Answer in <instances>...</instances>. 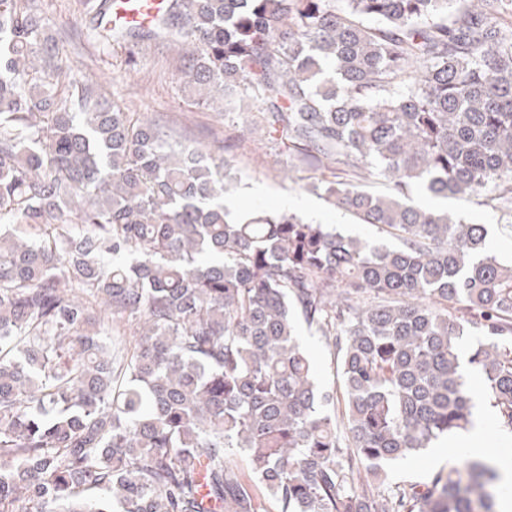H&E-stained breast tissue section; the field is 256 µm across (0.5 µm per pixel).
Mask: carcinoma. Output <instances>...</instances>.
<instances>
[{
    "mask_svg": "<svg viewBox=\"0 0 512 512\" xmlns=\"http://www.w3.org/2000/svg\"><path fill=\"white\" fill-rule=\"evenodd\" d=\"M90 2L101 44L176 50L217 112L252 99L295 165L348 176L314 190L398 244L233 216L232 169L68 78L45 0H0V512H259L260 491L496 512L483 459L388 494L354 472L473 426L468 370L512 430V264L486 225L410 202L512 213V0H169L149 29ZM301 323L332 342L340 413Z\"/></svg>",
    "mask_w": 512,
    "mask_h": 512,
    "instance_id": "carcinoma-1",
    "label": "carcinoma"
}]
</instances>
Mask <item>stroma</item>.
I'll list each match as a JSON object with an SVG mask.
<instances>
[{"instance_id":"1","label":"stroma","mask_w":512,"mask_h":512,"mask_svg":"<svg viewBox=\"0 0 512 512\" xmlns=\"http://www.w3.org/2000/svg\"><path fill=\"white\" fill-rule=\"evenodd\" d=\"M46 16L51 31L66 38L65 51L77 78L97 80L106 96L126 111L151 113L171 141L215 152L239 173L242 184L228 203L232 212L286 209L317 224L339 225L346 234L368 241L386 240V233L377 226L360 223L313 191L319 172L294 167L282 141L259 133L242 136V129L253 125L255 113L230 107L219 114L199 101L183 82L176 52L147 44L136 53L125 44L101 49L89 27L86 0H51ZM290 166L295 169L292 178H282V169ZM444 204L465 221L486 225L489 249L503 259L512 258L511 218L476 197L452 198ZM466 380L482 414L485 447L494 454L512 455V431L496 428L494 410L484 400L481 378L470 374ZM464 447L459 435L440 440L434 447L391 465L388 481L396 485L425 482L431 472L448 465Z\"/></svg>"}]
</instances>
